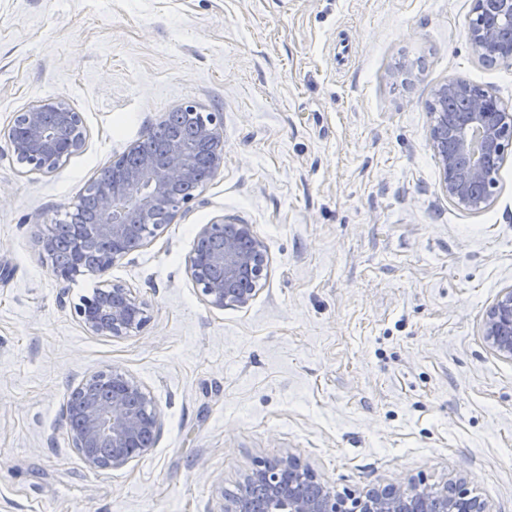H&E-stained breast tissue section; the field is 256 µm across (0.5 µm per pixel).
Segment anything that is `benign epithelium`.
Returning a JSON list of instances; mask_svg holds the SVG:
<instances>
[{
  "label": "benign epithelium",
  "instance_id": "benign-epithelium-1",
  "mask_svg": "<svg viewBox=\"0 0 512 512\" xmlns=\"http://www.w3.org/2000/svg\"><path fill=\"white\" fill-rule=\"evenodd\" d=\"M466 34L480 62L512 67V0H473ZM431 108L429 135L441 188L458 207L479 210L494 196L498 162L512 148V108L491 90L463 79L438 86ZM221 129L212 113L196 131L193 147L176 140L162 155L142 153L133 164L122 155L103 167L81 194L91 201L92 214L74 215L70 233L80 248L90 241L107 247L59 266L58 234L50 224L38 235V244L53 274L64 280L104 274L157 235L163 228L152 223L158 211L173 223L196 199L182 192L194 180L196 152L223 144ZM8 140L25 172L49 175L84 146L83 118L63 99L41 100L17 113ZM216 237L219 248L202 255L196 247L189 254L191 279L211 307H245L266 277V247L252 225L222 218L203 225L197 243ZM74 311L85 330L97 336H129L149 322L147 303L110 281ZM482 331L491 350L511 361L512 287L486 310ZM65 418L73 448L94 472L119 469L147 455L161 428L151 398L114 368L91 375L70 392ZM452 485V495L438 498L426 497L427 487L415 481L374 487L351 498L313 469L300 471V460L287 454L257 460L240 493L225 501L224 512H489L470 496L463 480Z\"/></svg>",
  "mask_w": 512,
  "mask_h": 512
}]
</instances>
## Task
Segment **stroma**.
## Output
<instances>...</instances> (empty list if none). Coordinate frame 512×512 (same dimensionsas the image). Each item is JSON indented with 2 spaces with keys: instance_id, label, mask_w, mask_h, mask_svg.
<instances>
[{
  "instance_id": "stroma-1",
  "label": "stroma",
  "mask_w": 512,
  "mask_h": 512,
  "mask_svg": "<svg viewBox=\"0 0 512 512\" xmlns=\"http://www.w3.org/2000/svg\"><path fill=\"white\" fill-rule=\"evenodd\" d=\"M472 0H0V512H223L258 459L293 453L338 492L462 477L512 512V361L482 320L512 286V153L483 209L440 188L434 90L512 104V68L466 38ZM61 98L86 141L23 172L7 131ZM223 119L224 161L189 209L106 276L57 278L36 242L177 107ZM252 225L268 274L215 309L186 260L202 225ZM148 325L96 336L103 280ZM116 368L160 414L152 450L94 472L66 399Z\"/></svg>"
}]
</instances>
